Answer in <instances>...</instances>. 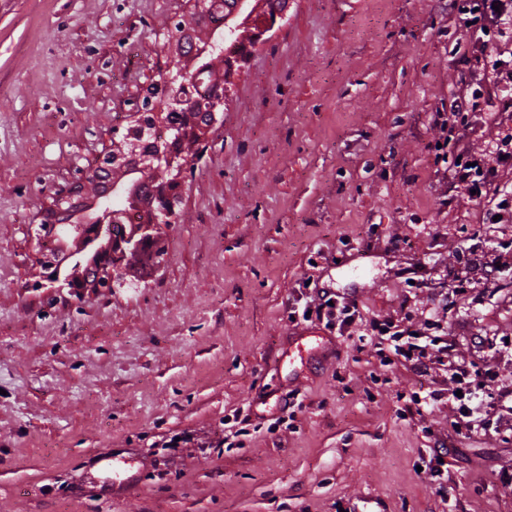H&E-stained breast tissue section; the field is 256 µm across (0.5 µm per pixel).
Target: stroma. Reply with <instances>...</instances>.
Masks as SVG:
<instances>
[{"label":"stroma","instance_id":"stroma-1","mask_svg":"<svg viewBox=\"0 0 512 512\" xmlns=\"http://www.w3.org/2000/svg\"><path fill=\"white\" fill-rule=\"evenodd\" d=\"M195 2L0 0V512H512V410L457 433L446 368L367 333L439 307L459 363L512 390V223H482L434 149L468 39L445 0H288L187 161L160 263L49 286L36 225L91 196L149 85L200 64L171 36ZM479 238L494 287L442 308ZM323 288L357 309L344 334L289 318ZM103 451L138 457L127 487Z\"/></svg>","mask_w":512,"mask_h":512}]
</instances>
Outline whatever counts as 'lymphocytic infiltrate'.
I'll return each mask as SVG.
<instances>
[{
	"label": "lymphocytic infiltrate",
	"mask_w": 512,
	"mask_h": 512,
	"mask_svg": "<svg viewBox=\"0 0 512 512\" xmlns=\"http://www.w3.org/2000/svg\"><path fill=\"white\" fill-rule=\"evenodd\" d=\"M472 4V10L464 11L459 0H448L449 23L466 29L470 44L457 57L465 78L453 94L450 109L434 113L433 120L447 129L446 141L458 157L448 168L450 187L472 191L476 199L484 201L482 221L489 224L512 203V194L498 180L500 169L512 165V134L501 139L495 152L476 156L465 145L461 132L474 112L487 113L498 125L512 118V57H504L499 49L501 42H512V0H472ZM371 331L377 336L388 335L393 354L414 368L423 370L435 361L447 367L451 378L466 374L451 344L435 341L425 346L414 330L389 334L378 322L372 323Z\"/></svg>",
	"instance_id": "lymphocytic-infiltrate-1"
}]
</instances>
